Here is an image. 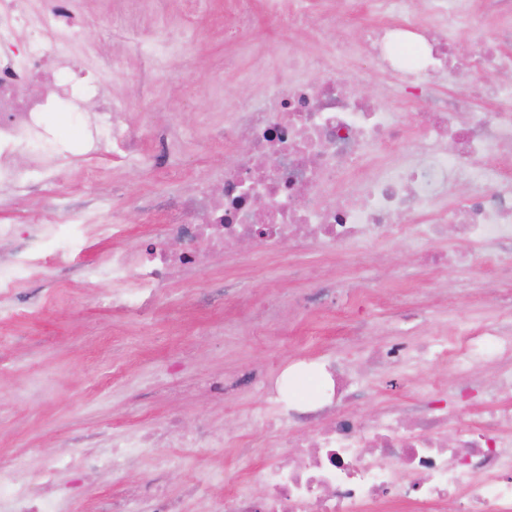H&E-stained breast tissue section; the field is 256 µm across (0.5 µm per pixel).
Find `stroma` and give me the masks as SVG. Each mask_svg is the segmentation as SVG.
Here are the masks:
<instances>
[{
  "instance_id": "stroma-1",
  "label": "stroma",
  "mask_w": 512,
  "mask_h": 512,
  "mask_svg": "<svg viewBox=\"0 0 512 512\" xmlns=\"http://www.w3.org/2000/svg\"><path fill=\"white\" fill-rule=\"evenodd\" d=\"M86 16V37L77 54L101 70L104 94L119 99L126 118L140 134L135 159L102 162V175L86 185V162L78 152L82 122L72 113H48L46 124L55 139L75 151L57 172L51 193L19 197L0 189V224H28L31 212L51 214L65 209L75 217L61 239L39 242L40 257L49 259L66 247L72 254L43 271L33 264L11 265L13 255L27 254L26 239L0 241V268L18 282L21 316L0 326L8 342L0 348V457L22 470L37 473L64 451L75 455L108 450L143 429L179 415L186 430L205 424L211 431L236 435L241 421L262 406L264 385L217 394L214 381L243 371L264 374L266 383L291 378L302 387L304 357L344 363L364 391L357 408L369 413L395 404L411 412L434 398L446 400L463 417H475L484 395L468 391L457 371L443 369L418 348L427 334L460 322L481 325L505 321L496 300L491 267L462 265L443 271L423 264L419 249L403 241L364 245L363 259L345 267L341 258L312 249L295 255L288 249L269 255L254 248L214 257L204 273L188 282L161 288L159 309L150 315L115 313L104 297L106 280L87 271L106 260L113 246L140 252L153 245V225L163 223L161 206L187 193L197 179L219 183L233 148L217 142L224 130L223 105L255 99L258 85L245 72H258L281 51L282 38L263 9H256L248 33L236 31L231 0H202L193 8L191 59L174 58L180 80L162 76L131 40L136 17L126 15L122 0H79ZM367 79L356 94L378 98L403 123L419 101L399 93L383 94L385 76L372 71L367 55L355 58ZM175 137L182 148L164 168L153 164L155 140ZM120 211L127 236L112 241L87 233L94 213ZM305 275L292 278L289 265ZM327 278L343 279L370 299L339 302L337 311L306 312L281 305L276 328H257L252 313L284 291L318 287ZM235 292L221 296L222 284ZM393 343L407 356L397 369H372L366 352ZM440 385V396L429 394ZM213 466L224 469V482L212 486L221 496L243 477L236 448H140L119 471L80 476L62 468L54 488L60 512L81 502L84 512H104L107 502L141 490L160 477L182 512H199L200 502L186 496L193 475Z\"/></svg>"
}]
</instances>
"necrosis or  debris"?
Returning <instances> with one entry per match:
<instances>
[{
  "label": "necrosis or debris",
  "mask_w": 512,
  "mask_h": 512,
  "mask_svg": "<svg viewBox=\"0 0 512 512\" xmlns=\"http://www.w3.org/2000/svg\"><path fill=\"white\" fill-rule=\"evenodd\" d=\"M74 0H0V186L18 195L50 189L66 153L40 152L50 137L46 112L68 101L81 111L85 97L101 102L84 117L83 147L90 157H131L139 135L123 107L102 99L97 81L68 72L69 46L85 38ZM281 31L309 27L336 31V48L299 55L284 48L289 81L264 79L262 98L230 108L224 143L235 146L220 192L202 186L173 204L154 235L161 247L142 253L113 248L97 275L137 287L112 293L107 303L122 313H153L175 268L201 269L208 251L240 239L274 252L314 245L334 254L356 243L404 240L424 244L454 227L476 245L470 258L512 280V176L500 166L512 151V84L487 88L491 111L471 117L461 96L432 100L416 113L422 129L411 140L394 113L351 88L365 72L341 58L371 55L391 83L408 84L416 73L448 66L451 40L439 29L468 18L472 51L458 69L512 73V52L490 43L485 20L512 21V0H372L375 20L355 31L344 27L359 0H275ZM318 80H307L309 71ZM36 150L32 170L19 168L17 153ZM467 183L454 205L449 193ZM425 354L456 370L494 364L497 377L486 406L463 420L433 405L412 415L397 410L365 415L348 406L356 378L336 360L324 362L332 389L313 403L290 407L269 390L258 418H245L240 440L254 422L288 425L292 432L273 461L247 468L245 487L212 500L208 488L220 473L202 472L185 493L203 501V512H512V328L462 324L432 335ZM456 443H449V431ZM220 448L223 437L199 428L187 434L178 419L149 429L135 445L153 448ZM261 485L253 494L250 484ZM0 512H57L49 475L30 476L0 459Z\"/></svg>",
  "instance_id": "necrosis-or-debris-1"
}]
</instances>
